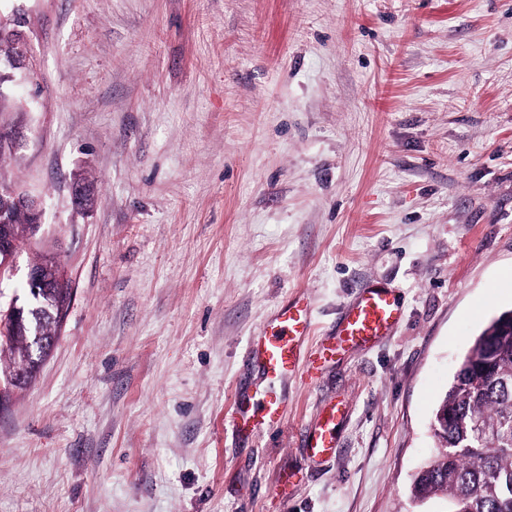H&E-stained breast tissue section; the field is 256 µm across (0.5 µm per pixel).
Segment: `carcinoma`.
Segmentation results:
<instances>
[{
	"label": "carcinoma",
	"mask_w": 512,
	"mask_h": 512,
	"mask_svg": "<svg viewBox=\"0 0 512 512\" xmlns=\"http://www.w3.org/2000/svg\"><path fill=\"white\" fill-rule=\"evenodd\" d=\"M17 185L0 176V208L25 236L30 217L8 206ZM0 349L24 364L29 383L54 345V328L26 316ZM434 436L442 450L415 476L411 494L418 501L443 497L447 512H512V310L502 312L476 337L440 400Z\"/></svg>",
	"instance_id": "cac0c4a2"
}]
</instances>
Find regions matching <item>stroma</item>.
Returning <instances> with one entry per match:
<instances>
[{
    "mask_svg": "<svg viewBox=\"0 0 512 512\" xmlns=\"http://www.w3.org/2000/svg\"><path fill=\"white\" fill-rule=\"evenodd\" d=\"M17 18L5 171L44 221L0 308L46 250L75 293L0 410V512H446L412 478L512 308V0H0ZM367 281L399 291V325L239 435L255 336L299 295L331 335ZM337 402L336 452L311 460Z\"/></svg>",
    "mask_w": 512,
    "mask_h": 512,
    "instance_id": "stroma-1",
    "label": "stroma"
}]
</instances>
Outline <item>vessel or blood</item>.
Masks as SVG:
<instances>
[{"label":"vessel or blood","mask_w":512,"mask_h":512,"mask_svg":"<svg viewBox=\"0 0 512 512\" xmlns=\"http://www.w3.org/2000/svg\"><path fill=\"white\" fill-rule=\"evenodd\" d=\"M401 311L395 289L378 283L367 284L355 303L344 311L334 336L305 351L301 344L313 335L314 325L307 302L300 298L283 306L266 325L263 335L256 337L250 346L247 361L275 380L300 370L312 381L340 352L364 347L390 332L398 324ZM282 418V401L275 391L269 390L258 403L239 400L233 424L243 435L253 436L278 426ZM341 418L339 407L326 408L304 440L311 458L321 459L335 451Z\"/></svg>","instance_id":"1"}]
</instances>
